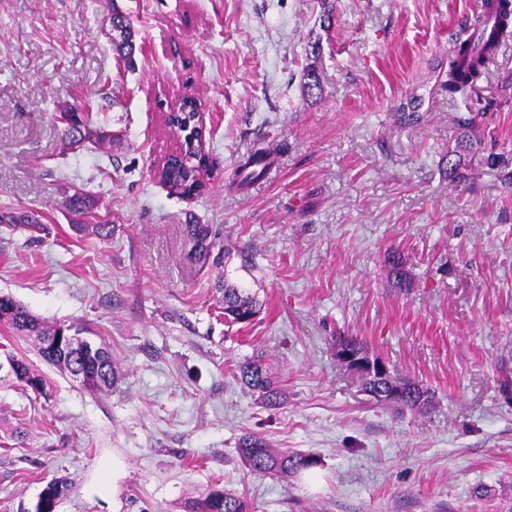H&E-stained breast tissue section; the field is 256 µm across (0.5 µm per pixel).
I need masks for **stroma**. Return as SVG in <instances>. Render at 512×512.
I'll return each mask as SVG.
<instances>
[{
  "mask_svg": "<svg viewBox=\"0 0 512 512\" xmlns=\"http://www.w3.org/2000/svg\"><path fill=\"white\" fill-rule=\"evenodd\" d=\"M481 0H0V294L47 324L110 344L120 377L92 393L0 324V512H31L71 482L58 512H182L212 485L251 512H512V194L441 159L463 98L440 88L455 33ZM136 31L133 66L113 11ZM315 69L322 93L308 96ZM480 130L512 151V43L488 65ZM195 95L211 167L200 194L156 171L175 152L165 118ZM424 122L400 125L409 98ZM103 139L65 143L60 112ZM266 174L234 187L256 148ZM83 193L111 238L76 234ZM220 230L222 267L188 258V220ZM398 251L409 278L386 274ZM254 296L246 327L217 281ZM361 340L395 374L431 388L422 410L375 403L336 359ZM262 354L285 397L268 408L236 377ZM248 432L318 458L285 479L251 472ZM7 362H14L16 365V367L13 369V379L30 388V390L35 394L46 395L47 392L44 379L40 375L33 372L25 360L19 359L15 356H10L7 359ZM70 490L66 481L56 480L47 484L40 493L32 512H57V506Z\"/></svg>",
  "mask_w": 512,
  "mask_h": 512,
  "instance_id": "stroma-1",
  "label": "stroma"
}]
</instances>
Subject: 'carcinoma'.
<instances>
[{
	"label": "carcinoma",
	"instance_id": "1",
	"mask_svg": "<svg viewBox=\"0 0 512 512\" xmlns=\"http://www.w3.org/2000/svg\"><path fill=\"white\" fill-rule=\"evenodd\" d=\"M112 31L118 46L126 50L125 56L132 58L136 51L133 24L129 17L114 13L110 19ZM512 39V0H484L481 11L473 18V23L464 25L453 40L452 50L448 53V70L441 81V89L448 97L468 96L478 93L480 83L486 78L487 65L500 46ZM421 103L411 98L402 107L399 115L403 125H414L424 119L420 111ZM192 108H182L177 116L179 123L185 125L182 135L199 138L198 122L193 120ZM480 113L467 111L456 117L460 135L455 146L448 148V175L459 181L466 179L463 170L469 159L481 155V161L489 168L499 172L502 188L512 191V158L495 148H486L482 139L476 136L479 128ZM64 127V134L69 145L79 147L87 138L86 125L77 112H62L58 116ZM268 153L257 151L242 165L241 170L248 172L247 179L262 177L267 169ZM204 156L199 149L186 150L178 154L173 161L166 164L161 172L160 180L180 187L183 192H193L204 188V184L196 179V172L204 167ZM183 232L192 243L190 257L203 265L213 262L220 265L224 261V252L211 256L216 246L217 230L212 224H196L192 221L183 225ZM388 275L400 284L406 279L401 256L391 253L387 257ZM224 292V318L232 324H245L257 313L256 301L240 289L226 286ZM0 323L12 330L31 336L36 341L37 350L43 360L59 371L72 374L78 369L84 372L80 385L90 391H108L116 384L120 371L112 356L111 347L104 341L97 346L86 349H72L65 343V336L73 333L80 335L83 329L73 326H48L33 315L25 306L8 295H0ZM15 363L12 377L17 382L30 388L38 395L46 394L44 379L33 372L23 359L15 356L8 358ZM238 378L242 384L258 394L262 402L275 407L280 405L282 392L270 377L269 371L261 356L256 355L237 366ZM362 385L369 388L382 386H399L406 392L401 400H389L375 397V401L383 405L399 406L414 410L427 404L432 393L424 385L410 380H402L389 373L382 379L368 376L362 379ZM238 454L242 461L253 472L276 478H286L302 470L314 467L318 460L312 456L279 451L270 446L266 438L257 433L243 435L238 441ZM70 490L63 480L52 481L40 493L33 512H56L57 506ZM185 512H251V505L243 495L228 492L216 485L205 493L188 500Z\"/></svg>",
	"mask_w": 512,
	"mask_h": 512
}]
</instances>
